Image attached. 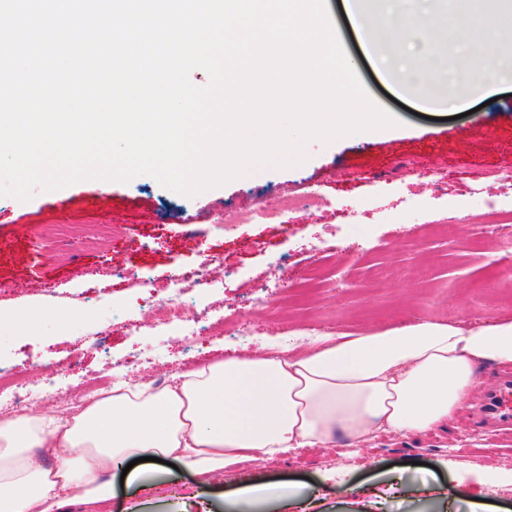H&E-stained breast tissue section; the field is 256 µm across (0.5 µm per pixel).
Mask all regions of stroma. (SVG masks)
<instances>
[{
	"instance_id": "1",
	"label": "stroma",
	"mask_w": 512,
	"mask_h": 512,
	"mask_svg": "<svg viewBox=\"0 0 512 512\" xmlns=\"http://www.w3.org/2000/svg\"><path fill=\"white\" fill-rule=\"evenodd\" d=\"M349 61L374 100L400 119L385 132L358 133L325 146L308 145L302 166L264 169L193 197L153 177L77 182L36 192L26 202L0 197V361L28 377L31 411L60 412L85 381L113 369L132 382L155 385L171 374L248 352L263 354L270 338L301 342L317 325L361 333L434 321L468 326L512 317V183L489 172L512 166V80L475 91L453 76L462 48L415 38L408 55L426 59L425 75L454 105L456 119H427L401 95L384 66L354 32L341 0H326ZM436 20L461 12L512 15V0H426ZM318 186L324 203L290 212L284 224L216 227L186 240V218L222 217L226 208L256 203L275 209L285 192ZM503 217L493 226L490 211ZM107 223L108 248L79 246L63 255L42 233L47 224ZM331 257L332 283L308 286L314 249ZM213 265L210 282L192 290L195 309L222 322V339L186 347L180 329L129 333L124 313L136 312L140 288L110 277V268L139 269L153 287L172 275ZM286 268L275 304H257L260 286ZM58 291L42 295L43 286ZM88 290L94 301L77 315L58 296ZM248 324L244 336L233 329ZM98 351L83 368L69 359L89 338ZM144 352L148 362L130 364ZM512 367L478 365L457 418L419 435L381 433L350 456L343 445L302 448L279 459L243 462L199 486L193 474L137 464L138 476L112 472L107 512H512V428L492 431L478 407ZM278 485L287 498L253 502L237 486ZM432 491L405 495L408 487Z\"/></svg>"
}]
</instances>
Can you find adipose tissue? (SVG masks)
<instances>
[{
    "label": "adipose tissue",
    "mask_w": 512,
    "mask_h": 512,
    "mask_svg": "<svg viewBox=\"0 0 512 512\" xmlns=\"http://www.w3.org/2000/svg\"><path fill=\"white\" fill-rule=\"evenodd\" d=\"M502 25L461 15L438 31L466 47L475 88L492 85L475 59ZM485 361L512 363V319L322 336L296 355L272 348L179 373L160 390L125 381L71 418L35 412L0 421V512L106 502V472L144 455L210 477L251 453L285 456L340 441L353 454L379 431L423 433L452 418Z\"/></svg>",
    "instance_id": "1"
}]
</instances>
